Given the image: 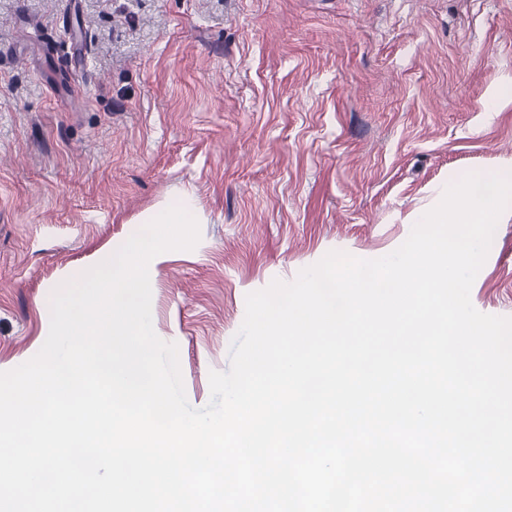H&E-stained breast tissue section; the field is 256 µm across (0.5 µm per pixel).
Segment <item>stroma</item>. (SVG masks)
Here are the masks:
<instances>
[{"mask_svg":"<svg viewBox=\"0 0 512 512\" xmlns=\"http://www.w3.org/2000/svg\"><path fill=\"white\" fill-rule=\"evenodd\" d=\"M512 0H0V372L50 298L165 199L200 241L149 265L191 406L248 293L328 252L385 256L469 173L512 163ZM512 317V221L471 289ZM512 103L511 80L506 84L492 85L488 90V103L484 109L487 112H501Z\"/></svg>","mask_w":512,"mask_h":512,"instance_id":"35a3bbf8","label":"stroma"}]
</instances>
